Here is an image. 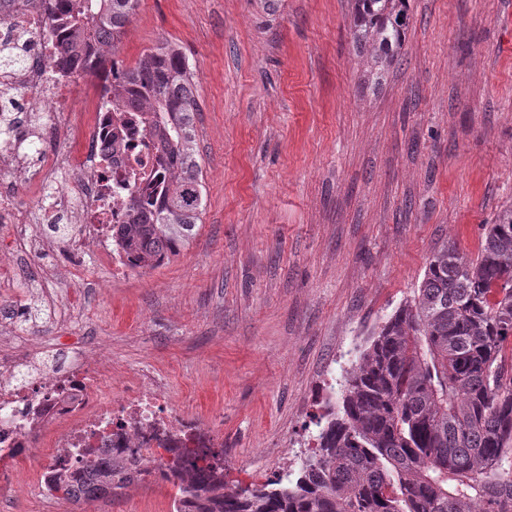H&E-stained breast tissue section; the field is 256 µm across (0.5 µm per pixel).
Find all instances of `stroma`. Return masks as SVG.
I'll list each match as a JSON object with an SVG mask.
<instances>
[{
  "mask_svg": "<svg viewBox=\"0 0 512 512\" xmlns=\"http://www.w3.org/2000/svg\"><path fill=\"white\" fill-rule=\"evenodd\" d=\"M512 0H409L399 61L359 80L352 0H139L125 65L166 38L197 78L206 206L154 269L115 277L60 245L11 251L0 348H83L121 398L158 380L241 487L297 469L341 370L413 298L444 242L476 256L512 202ZM76 151L89 128L45 111ZM78 319L64 329L61 312ZM142 476L112 499L10 493V512H172Z\"/></svg>",
  "mask_w": 512,
  "mask_h": 512,
  "instance_id": "1",
  "label": "stroma"
}]
</instances>
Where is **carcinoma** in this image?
Returning a JSON list of instances; mask_svg holds the SVG:
<instances>
[{"instance_id": "cac0c4a2", "label": "carcinoma", "mask_w": 512, "mask_h": 512, "mask_svg": "<svg viewBox=\"0 0 512 512\" xmlns=\"http://www.w3.org/2000/svg\"><path fill=\"white\" fill-rule=\"evenodd\" d=\"M50 64L101 75L119 67L109 105L121 113L112 149L138 140L156 161L129 163L128 221L112 241L133 267L154 269L194 235L205 210L194 116L196 78L168 41L132 67L115 58L138 0H50ZM408 0H354L352 31L373 81L398 61ZM340 404L315 418L310 453L293 472L227 489L224 472L184 462L175 512H512V204L484 225L477 257L435 250L414 298L342 369ZM138 458H100L83 475L57 474L49 491L112 498L142 475Z\"/></svg>"}]
</instances>
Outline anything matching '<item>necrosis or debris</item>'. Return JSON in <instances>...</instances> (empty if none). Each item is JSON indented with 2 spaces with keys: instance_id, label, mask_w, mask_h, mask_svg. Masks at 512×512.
<instances>
[{
  "instance_id": "1",
  "label": "necrosis or debris",
  "mask_w": 512,
  "mask_h": 512,
  "mask_svg": "<svg viewBox=\"0 0 512 512\" xmlns=\"http://www.w3.org/2000/svg\"><path fill=\"white\" fill-rule=\"evenodd\" d=\"M55 39L30 0H15L0 14V50L12 49L27 58L25 66L0 74V83L19 87L33 109H59L69 105L72 78L51 68L48 57ZM105 91H98L94 122L84 149L77 154L54 153L46 145L37 148L39 166L27 171L21 156L23 136L16 135L0 146V167L18 178L35 181L44 211L15 206L9 187H0V222L15 225L16 244L30 246L29 225L71 224L75 230L65 243L76 255L92 253L114 275L128 271L123 253L112 245V227L127 217L124 193L114 196L110 208L98 200L104 185H118L136 149L125 146L112 157L110 169L99 158L108 144L104 123L111 111ZM24 355L0 353V484L15 487L18 460H32L27 475L30 491L45 494L50 477L59 470L84 469L87 460L78 449L93 455L123 457L133 453L143 469L152 474L165 470L185 449L210 448L209 431L185 417L147 381L131 398L113 402L107 377L92 368L79 348L64 354L61 364L40 374L24 390L13 388L15 373L24 366Z\"/></svg>"
}]
</instances>
